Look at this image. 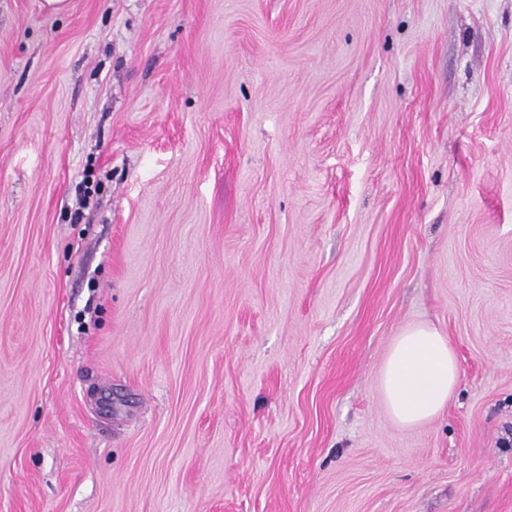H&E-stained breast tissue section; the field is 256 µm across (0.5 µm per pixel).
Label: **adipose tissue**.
<instances>
[{
	"instance_id": "1",
	"label": "adipose tissue",
	"mask_w": 512,
	"mask_h": 512,
	"mask_svg": "<svg viewBox=\"0 0 512 512\" xmlns=\"http://www.w3.org/2000/svg\"><path fill=\"white\" fill-rule=\"evenodd\" d=\"M458 383V364L447 338L429 324L395 336L380 370L379 390L392 419L413 427L437 417Z\"/></svg>"
}]
</instances>
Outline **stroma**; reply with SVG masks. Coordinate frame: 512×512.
I'll list each match as a JSON object with an SVG mask.
<instances>
[{
	"mask_svg": "<svg viewBox=\"0 0 512 512\" xmlns=\"http://www.w3.org/2000/svg\"><path fill=\"white\" fill-rule=\"evenodd\" d=\"M68 2L0 0V512H512V0ZM457 383L458 364L448 339L424 323L411 324L393 338L379 375L384 404L402 427L437 417Z\"/></svg>",
	"mask_w": 512,
	"mask_h": 512,
	"instance_id": "stroma-1",
	"label": "stroma"
}]
</instances>
